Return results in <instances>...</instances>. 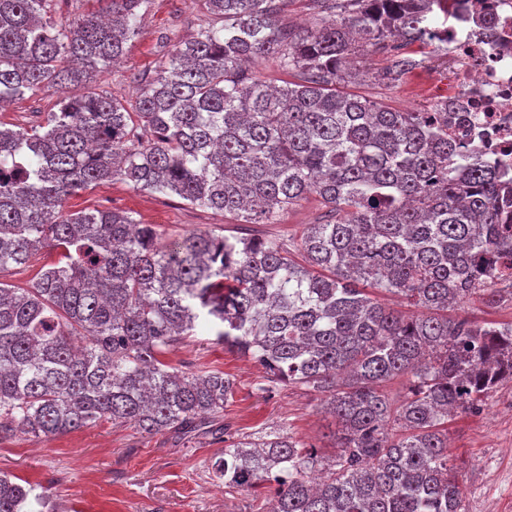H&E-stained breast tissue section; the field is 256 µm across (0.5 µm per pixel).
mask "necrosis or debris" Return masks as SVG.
Listing matches in <instances>:
<instances>
[{
    "label": "necrosis or debris",
    "instance_id": "1",
    "mask_svg": "<svg viewBox=\"0 0 512 512\" xmlns=\"http://www.w3.org/2000/svg\"><path fill=\"white\" fill-rule=\"evenodd\" d=\"M448 136L512 173V0H450Z\"/></svg>",
    "mask_w": 512,
    "mask_h": 512
}]
</instances>
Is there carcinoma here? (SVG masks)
I'll return each mask as SVG.
<instances>
[{
    "label": "carcinoma",
    "mask_w": 512,
    "mask_h": 512,
    "mask_svg": "<svg viewBox=\"0 0 512 512\" xmlns=\"http://www.w3.org/2000/svg\"><path fill=\"white\" fill-rule=\"evenodd\" d=\"M145 2L95 0L58 22L54 0H0V105L111 67ZM206 4L221 26L164 56L133 104L101 88L27 127L0 121V273L59 251L25 284L0 281V440L100 420L194 431L235 383L162 357L209 330L265 368L261 390L322 395L339 425L337 467L317 482V454L289 435L232 436L214 463L224 486L274 485L273 512H465L448 415L512 379V322L448 308L512 296V183L448 139V116L336 88L358 39L390 54L391 81L421 67L412 47L448 40V0H312L305 31L282 26L283 0ZM252 57L295 80L270 86L243 69ZM116 179L237 224H276L309 194L335 219L297 244L250 229L162 245L127 211L66 209ZM399 377L393 408L383 387ZM0 512L54 507L0 473Z\"/></svg>",
    "instance_id": "1"
}]
</instances>
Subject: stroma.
Instances as JSON below:
<instances>
[{"mask_svg": "<svg viewBox=\"0 0 512 512\" xmlns=\"http://www.w3.org/2000/svg\"><path fill=\"white\" fill-rule=\"evenodd\" d=\"M140 12V34L126 57L102 73L97 84L69 86V95L80 97L99 85L117 97L135 99L161 58L211 21L204 0H148ZM389 65L382 51L357 50L350 91L399 110H417L446 80L418 68L393 83L383 77ZM57 102L55 90L29 92L1 109L0 120L27 126L56 111ZM67 206L133 212L140 223L160 225L169 242L192 231L235 233L222 213L120 180L79 193ZM165 360L184 372L205 368L233 377V397L203 430L149 435L102 420L50 440L16 436L0 441V472L30 482L67 512H269V490L228 488L217 479L213 464L224 454L220 429L228 426L255 437L280 431L316 448L322 467L333 464L336 419L322 409L319 395L294 385L264 391V369L224 349L206 332L186 337ZM448 438L466 512H512V381L491 393L480 411L449 418Z\"/></svg>", "mask_w": 512, "mask_h": 512, "instance_id": "obj_1", "label": "stroma"}]
</instances>
